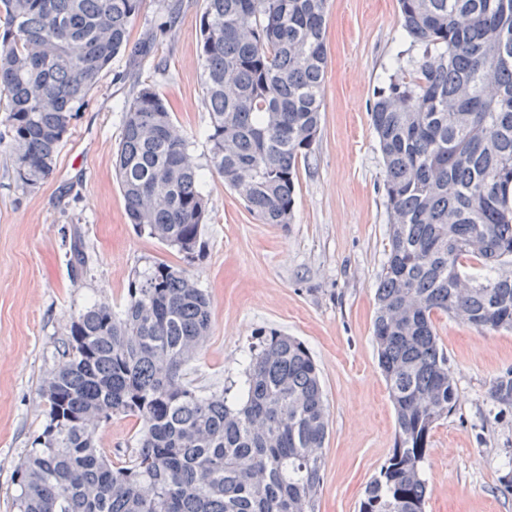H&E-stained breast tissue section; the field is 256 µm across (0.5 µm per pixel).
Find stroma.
<instances>
[{
    "label": "stroma",
    "mask_w": 512,
    "mask_h": 512,
    "mask_svg": "<svg viewBox=\"0 0 512 512\" xmlns=\"http://www.w3.org/2000/svg\"><path fill=\"white\" fill-rule=\"evenodd\" d=\"M143 0L118 54L72 119L53 173L23 187L0 158V512H16L15 470L45 423L42 379L76 313L92 302L121 309L135 269L185 265L211 301L204 347L187 370L202 394L239 379L256 333L301 340L316 360L329 411L317 512H357L366 485L394 444L395 415L372 341L375 289L388 248L385 169L370 109L391 79L420 55L399 23L398 0H328V65L321 127L298 165L295 217L263 224L215 174H207L209 221L198 257L181 254L129 224L113 168L121 107L148 83L170 101L201 166L210 115L199 60L202 0ZM88 254L74 272L70 248ZM457 382L458 401L433 431L423 465L425 512H512L500 480L512 456V412L489 414L491 380L512 368V332H480L434 318ZM139 426L116 416L97 431L113 459L138 446Z\"/></svg>",
    "instance_id": "35a3bbf8"
}]
</instances>
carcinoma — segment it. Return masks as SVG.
<instances>
[{
  "label": "carcinoma",
  "instance_id": "carcinoma-1",
  "mask_svg": "<svg viewBox=\"0 0 512 512\" xmlns=\"http://www.w3.org/2000/svg\"><path fill=\"white\" fill-rule=\"evenodd\" d=\"M203 2L211 170L260 223L290 224L298 161L321 125L328 0ZM142 3L0 0V147L22 185L52 174ZM398 5L422 57L370 113L389 216L372 339L395 440L357 512H425L423 463L457 401L433 316L512 331V0ZM115 170L131 224L187 259L200 253L204 174L151 84L122 107ZM209 329L207 294L165 261L134 271L123 310L81 309L39 387L46 423L16 468L17 512H316L329 413L314 357L261 331L235 392L204 396L185 367ZM489 397L512 411V370ZM114 415L142 424L121 463L96 442Z\"/></svg>",
  "mask_w": 512,
  "mask_h": 512
}]
</instances>
